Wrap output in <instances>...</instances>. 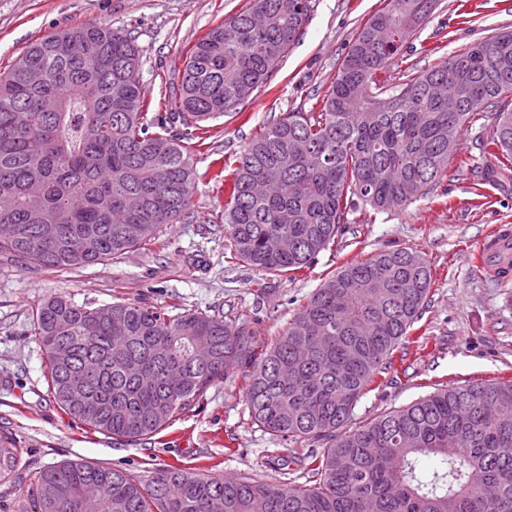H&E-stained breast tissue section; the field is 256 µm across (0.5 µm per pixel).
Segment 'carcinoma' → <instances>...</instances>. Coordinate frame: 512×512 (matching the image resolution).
<instances>
[{"label":"carcinoma","mask_w":512,"mask_h":512,"mask_svg":"<svg viewBox=\"0 0 512 512\" xmlns=\"http://www.w3.org/2000/svg\"><path fill=\"white\" fill-rule=\"evenodd\" d=\"M438 0H382L338 63L317 112L263 127L214 179L229 201L224 229L236 259L298 273L346 233L349 212L408 205L437 185L462 150L460 133L486 112L480 177L512 171V30L499 31L410 77L393 63ZM311 0H252L211 28L177 69L170 111H150L141 54L120 30L89 23L29 46L0 72V224L18 236L0 255L29 266L89 267L159 241L186 217L199 177L192 142L237 112L298 41ZM383 26L390 39L378 43ZM77 39L87 54L56 43ZM442 82L461 112L430 95ZM181 131L171 133V126ZM292 215L280 223L282 212ZM73 238L85 250L71 254ZM432 284L425 259L393 249L351 262L298 308L249 372L254 421L284 439L327 447L281 456L278 485L226 481L165 465L146 483L100 464L66 461L23 484L27 512H512V382L435 389L351 431L344 426L418 318ZM59 409L89 430L128 441L165 431L249 353L247 321L131 302L91 307L63 296L32 311ZM24 449L0 431V482ZM434 457L432 469L422 458ZM298 464L311 485L295 484ZM49 486L55 498H43Z\"/></svg>","instance_id":"obj_1"}]
</instances>
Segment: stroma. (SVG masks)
<instances>
[{"label": "stroma", "instance_id": "obj_1", "mask_svg": "<svg viewBox=\"0 0 512 512\" xmlns=\"http://www.w3.org/2000/svg\"><path fill=\"white\" fill-rule=\"evenodd\" d=\"M250 5L251 0H0V72L46 35L102 23L133 37L142 51L146 96L156 101L168 96L173 67L186 50ZM380 6L381 0H312L308 23L268 85L239 114L210 121L209 138L194 149L200 177L189 215L167 225L159 243L77 270L36 269L0 257V427L15 433L24 449L18 477L69 460L120 468L141 482L168 464L227 479L281 478L278 457L287 443L251 417L247 362L232 365L222 383L150 441L131 443L72 425L48 390L45 359L32 336L34 305L54 294L79 305L126 300L173 314L239 317L253 332L258 360L303 299L342 266L405 248L426 259L433 284L403 359L358 400L349 428L441 385L512 380V280L489 277L474 263L481 242L498 226L512 225V178L492 183L474 173L484 162L480 143L493 114L463 131L460 158L450 161L438 186L404 208L378 212L365 206L350 212V234L299 275H273L225 256L227 194L211 177L216 160L236 159L283 113L320 107L338 62ZM505 28L512 29V0H440L396 62L417 74ZM463 158L468 168H460Z\"/></svg>", "mask_w": 512, "mask_h": 512}]
</instances>
